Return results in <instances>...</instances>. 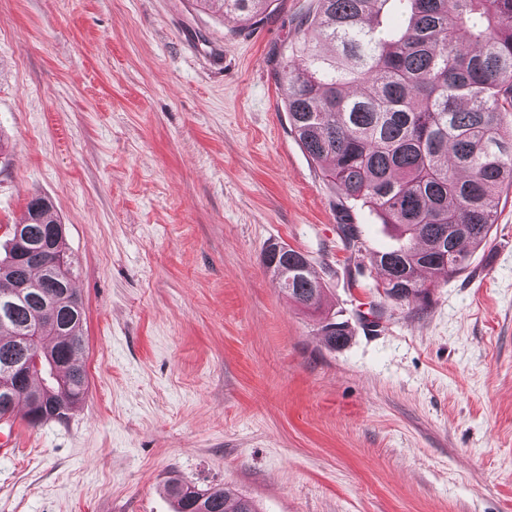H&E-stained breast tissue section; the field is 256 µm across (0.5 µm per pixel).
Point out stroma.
<instances>
[{
	"mask_svg": "<svg viewBox=\"0 0 512 512\" xmlns=\"http://www.w3.org/2000/svg\"><path fill=\"white\" fill-rule=\"evenodd\" d=\"M312 2L244 26L196 0H0V225L52 201L88 377L0 455V512H175L173 480L260 512H512V189L426 310L385 300L392 228L288 124L279 51ZM272 241L321 313L281 293ZM263 264L287 299L305 309L321 306L322 288L303 253L287 245L273 243L264 254ZM319 331L325 343L334 350L344 346L351 337L348 324L338 321L335 317H325L321 322Z\"/></svg>",
	"mask_w": 512,
	"mask_h": 512,
	"instance_id": "stroma-1",
	"label": "stroma"
}]
</instances>
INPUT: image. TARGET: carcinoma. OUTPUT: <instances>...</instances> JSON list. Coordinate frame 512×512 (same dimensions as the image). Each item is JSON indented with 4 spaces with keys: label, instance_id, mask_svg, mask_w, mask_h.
I'll return each instance as SVG.
<instances>
[{
    "label": "carcinoma",
    "instance_id": "cac0c4a2",
    "mask_svg": "<svg viewBox=\"0 0 512 512\" xmlns=\"http://www.w3.org/2000/svg\"><path fill=\"white\" fill-rule=\"evenodd\" d=\"M257 23L269 0H196ZM301 37L281 53L285 107L295 133L323 178L367 204L406 243L375 253L383 295L422 310L431 285L449 277L485 245L504 188L512 189V0H317L301 19ZM53 204L33 196L27 220L0 246V417L18 407L41 421H62L88 389L77 356L84 315L70 276L57 288L45 261L15 263L17 238L64 252ZM263 264L287 299L305 309L322 303L307 257L271 244ZM43 287L44 300L17 296L20 279ZM47 329L30 344L24 332ZM332 349L351 337L347 323L326 317L319 328ZM177 512H259L246 496L219 486L173 481Z\"/></svg>",
    "mask_w": 512,
    "mask_h": 512
}]
</instances>
